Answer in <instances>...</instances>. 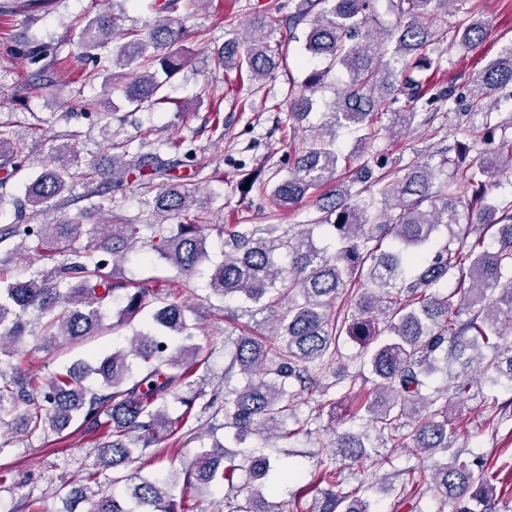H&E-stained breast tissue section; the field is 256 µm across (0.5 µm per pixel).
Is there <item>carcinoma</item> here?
Instances as JSON below:
<instances>
[{
    "instance_id": "cac0c4a2",
    "label": "carcinoma",
    "mask_w": 512,
    "mask_h": 512,
    "mask_svg": "<svg viewBox=\"0 0 512 512\" xmlns=\"http://www.w3.org/2000/svg\"><path fill=\"white\" fill-rule=\"evenodd\" d=\"M164 16L142 31L124 29L120 15L99 13L87 21L78 37L82 54L112 47V74L102 83L104 105L95 118L104 134L111 131L118 95L140 108L164 103L158 96V73L171 78L188 58L178 44L185 29L173 14L189 10L191 0H154ZM448 0H389L395 22L386 24L372 0H300L290 13L293 29L304 30L306 52L328 60L325 70L313 69L297 89H290L289 109L300 124L310 114L312 94L332 68L347 75L337 92L321 133L301 136L295 144L293 166L284 177L265 176L262 168L245 170L237 188L246 198L253 190L269 189L279 209H293L313 197L318 216L295 234H277V224L224 225L223 259L212 264L208 281L213 294L247 303L254 316L272 307L288 286V307L277 315L269 338L243 331L234 343L230 367L247 376L246 384L224 398L225 427L242 444L247 438L268 441L298 433L289 428L296 419L294 400L303 392L322 389L319 377L324 361L339 353L340 337L360 345L369 377L357 372L348 378L345 396L358 400L349 417L367 419L387 441L407 449L417 464L388 473L401 488L397 508L421 512L408 484L418 485L431 469L434 496L445 504L458 502L455 512H502L503 500L494 497L487 470L478 460L461 459L456 428L449 415L452 399H466L476 377L493 384L512 383V347L502 344L505 328H512V199L492 197L499 178L512 173V123L491 124L496 94L512 93V45L468 83L472 96L462 107L460 86H423L412 78L416 68L438 71L442 58L425 57L433 44L448 42V50L463 57L481 42L486 24L465 18L447 29L433 27L436 11ZM273 26H250L248 35L224 42L213 57L216 67L245 71L254 81L275 76L280 67L279 46L272 45ZM12 52L38 67V88L60 92L63 84L47 70L64 66L51 43L27 41ZM394 92L405 99L391 126L375 121L376 96ZM448 106L465 121L456 128L459 152L452 173H445L448 158L417 156L381 175L369 163L356 172V180L343 184L339 167L353 163L336 150L339 128L364 130L372 141L382 132L406 130L418 116L421 100ZM472 129L487 131L479 150L467 141ZM53 166L31 179L14 201L17 217H39L56 209L77 184L90 208L112 212L111 193L156 179L170 181L154 196L152 213L179 218L195 204L194 191L175 183L186 168L193 176L203 166L194 149L178 146L174 153L157 147L145 160L124 151L112 162L81 166L79 151L69 142L51 146ZM28 160L26 146L16 133L0 127V164L14 171ZM363 188L351 191L356 183ZM368 197H363V193ZM325 227L338 247L330 253L314 238ZM32 238L46 249L49 267L29 265L26 276L9 280L8 272L25 258ZM151 251L180 270L193 273L208 260L200 217L184 224H139L123 218L108 224L55 221L51 224L15 222L0 228V357H13L23 349L34 314L44 320V349L73 343L94 335L102 326L101 307L123 290L124 306L113 327H121L145 313L141 329L127 345L90 356L42 381L17 369L0 381V426L19 422L28 433L51 430L61 434L77 423L86 432L112 427L111 440L101 445L100 464L126 467L135 452L172 437L188 422L200 392L193 380L201 365V349L192 343L193 332L183 308L156 288H130L118 276L141 239ZM64 250L67 260L54 253ZM362 287L356 288V282ZM346 298L343 317L334 305ZM461 371L450 383L432 386L453 365ZM183 406L179 418L169 414V402ZM332 447L337 455L364 462V444L348 432L338 433ZM236 455L215 442L184 466V482L205 489L222 482L242 494L229 503L228 512H273L264 507L266 495L277 489L279 473L271 457L251 451L235 463ZM249 481L235 483L237 472ZM341 473L324 469L310 484L327 483L333 489L315 499L314 512H373L366 489L339 490ZM124 497L109 495L96 479L74 491L90 503L89 512H184L175 486L160 475H137Z\"/></svg>"
}]
</instances>
